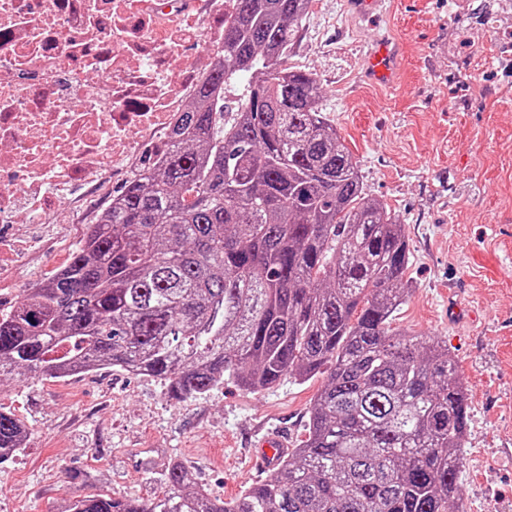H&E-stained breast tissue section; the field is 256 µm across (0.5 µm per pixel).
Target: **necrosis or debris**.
<instances>
[{
	"instance_id": "4bbe7bcc",
	"label": "necrosis or debris",
	"mask_w": 512,
	"mask_h": 512,
	"mask_svg": "<svg viewBox=\"0 0 512 512\" xmlns=\"http://www.w3.org/2000/svg\"><path fill=\"white\" fill-rule=\"evenodd\" d=\"M230 17L229 0H0V224L160 165Z\"/></svg>"
}]
</instances>
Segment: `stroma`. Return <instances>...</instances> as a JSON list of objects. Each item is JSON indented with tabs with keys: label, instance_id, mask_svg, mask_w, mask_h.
<instances>
[{
	"label": "stroma",
	"instance_id": "35a3bbf8",
	"mask_svg": "<svg viewBox=\"0 0 512 512\" xmlns=\"http://www.w3.org/2000/svg\"><path fill=\"white\" fill-rule=\"evenodd\" d=\"M349 2L313 0L287 64L316 73L367 194L405 227L411 291L394 326L447 345L467 389L464 512H512V0H386L373 22ZM383 37L403 48L391 90L362 77ZM107 204L91 192L61 223L0 225V310L59 271ZM323 383L288 376L250 393L227 381L176 400L120 370L5 378L0 407L29 438L0 464V512H57L97 492L148 500L175 458L235 498L265 478L252 444L275 430L297 445Z\"/></svg>",
	"mask_w": 512,
	"mask_h": 512
}]
</instances>
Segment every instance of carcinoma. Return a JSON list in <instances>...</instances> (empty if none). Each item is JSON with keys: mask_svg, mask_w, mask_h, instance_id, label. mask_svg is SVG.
I'll use <instances>...</instances> for the list:
<instances>
[{"mask_svg": "<svg viewBox=\"0 0 512 512\" xmlns=\"http://www.w3.org/2000/svg\"><path fill=\"white\" fill-rule=\"evenodd\" d=\"M311 3L233 0L224 63L162 167L122 185L67 264L0 313V378L117 368L181 400L325 373L305 439L231 501L176 461L159 498L88 495L62 512H460L468 398L447 346L392 328L404 225L364 192L316 74L285 65ZM237 80L226 123L219 93ZM27 434L0 411V463Z\"/></svg>", "mask_w": 512, "mask_h": 512, "instance_id": "obj_1", "label": "carcinoma"}]
</instances>
